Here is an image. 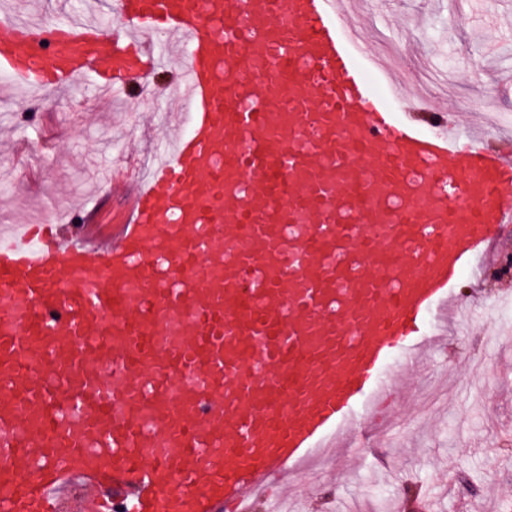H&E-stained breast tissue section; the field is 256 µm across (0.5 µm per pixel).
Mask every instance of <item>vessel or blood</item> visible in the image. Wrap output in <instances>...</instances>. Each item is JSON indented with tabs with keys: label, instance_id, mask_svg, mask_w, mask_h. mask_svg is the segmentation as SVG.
Returning <instances> with one entry per match:
<instances>
[{
	"label": "vessel or blood",
	"instance_id": "b4317fda",
	"mask_svg": "<svg viewBox=\"0 0 512 512\" xmlns=\"http://www.w3.org/2000/svg\"><path fill=\"white\" fill-rule=\"evenodd\" d=\"M116 3L109 43L0 15L31 95L148 78L176 40L192 117L119 223L0 231V512H242L376 445L512 223V157L404 96L342 0Z\"/></svg>",
	"mask_w": 512,
	"mask_h": 512
}]
</instances>
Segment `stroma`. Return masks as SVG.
I'll return each mask as SVG.
<instances>
[{"label": "stroma", "mask_w": 512, "mask_h": 512, "mask_svg": "<svg viewBox=\"0 0 512 512\" xmlns=\"http://www.w3.org/2000/svg\"><path fill=\"white\" fill-rule=\"evenodd\" d=\"M512 0H360L374 27L393 45L397 67L431 79L458 108L461 120L493 109L512 129ZM473 58L477 67H464ZM167 75L143 83L138 93L116 89L111 101L96 99L92 80L63 93L31 98L0 72L7 92L0 100V141L30 158L35 116L57 135L43 150L39 178L12 170L0 159V219L12 221L49 207L55 194L94 201L104 213L119 209L131 183L105 184L114 168L135 164L150 143L140 114L167 107ZM453 292L474 311L465 331L431 355L437 380L395 396L398 417L378 457L351 449L352 468L343 477L329 471L308 477L294 512H394L396 501L432 512H512V277L491 282L458 276Z\"/></svg>", "instance_id": "1"}]
</instances>
